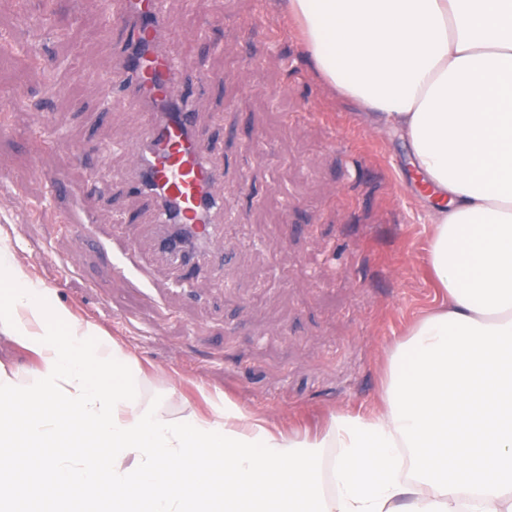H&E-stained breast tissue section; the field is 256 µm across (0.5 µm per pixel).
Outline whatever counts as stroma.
Wrapping results in <instances>:
<instances>
[{"mask_svg": "<svg viewBox=\"0 0 512 512\" xmlns=\"http://www.w3.org/2000/svg\"><path fill=\"white\" fill-rule=\"evenodd\" d=\"M165 8L224 164L223 270L185 285L156 261L152 207L130 186L144 116L105 91L116 43L87 0H0V40L15 48L0 61V247L112 336L142 398L172 416L208 414L217 394L286 430L373 410L388 349L440 301L406 143L323 81L276 0ZM43 14L50 28L28 25ZM52 173L65 193L52 195Z\"/></svg>", "mask_w": 512, "mask_h": 512, "instance_id": "1", "label": "stroma"}]
</instances>
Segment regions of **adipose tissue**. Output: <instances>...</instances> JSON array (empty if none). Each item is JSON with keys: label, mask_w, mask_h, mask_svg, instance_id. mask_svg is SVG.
<instances>
[{"label": "adipose tissue", "mask_w": 512, "mask_h": 512, "mask_svg": "<svg viewBox=\"0 0 512 512\" xmlns=\"http://www.w3.org/2000/svg\"><path fill=\"white\" fill-rule=\"evenodd\" d=\"M320 77L406 139L443 296L392 346L380 406L301 436L223 397L174 417L135 362L0 248V512H512V0H280ZM29 408L18 412V401ZM49 448L9 475L17 448ZM0 363L16 372L29 373L37 368L39 359L31 351L8 342L0 335Z\"/></svg>", "instance_id": "ef3b65f1"}]
</instances>
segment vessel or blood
<instances>
[{
  "instance_id": "obj_1",
  "label": "vessel or blood",
  "mask_w": 512,
  "mask_h": 512,
  "mask_svg": "<svg viewBox=\"0 0 512 512\" xmlns=\"http://www.w3.org/2000/svg\"><path fill=\"white\" fill-rule=\"evenodd\" d=\"M105 30L120 28L126 42L118 59L127 104L148 119L138 133L145 150L134 170L143 189L156 200L168 223L180 224L191 238L184 254L172 251L168 234L158 235V254L191 277L199 256L223 266L225 253L214 247L210 224L219 171L209 161L202 134L184 98L177 58L166 47L164 0H97Z\"/></svg>"
}]
</instances>
